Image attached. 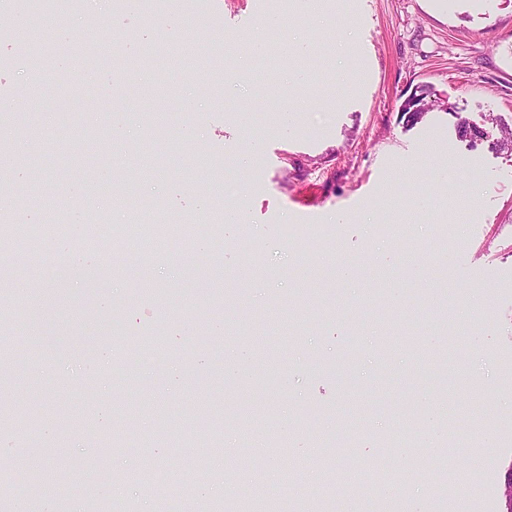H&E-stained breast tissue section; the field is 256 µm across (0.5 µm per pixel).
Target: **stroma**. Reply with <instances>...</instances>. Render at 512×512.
Listing matches in <instances>:
<instances>
[{
  "mask_svg": "<svg viewBox=\"0 0 512 512\" xmlns=\"http://www.w3.org/2000/svg\"><path fill=\"white\" fill-rule=\"evenodd\" d=\"M162 7L71 0L49 43L17 39L0 12V100L25 86V56L53 77L38 108L0 119V215L38 230L85 200L107 238L157 210L194 231L144 255L79 253L70 226L0 263V340L26 358L22 375L0 370V484L28 485L45 512H167L146 471L174 496L192 486L195 512H241L257 487L276 512H378L356 479L376 464L410 477L391 512H504L512 153L497 138L512 126V0H177L158 32ZM229 35L265 47L245 74ZM419 85L434 105L411 125L399 107ZM462 117L486 137H460ZM131 156L153 174L126 171ZM106 173L136 186L140 211L100 195ZM461 186L449 216L439 202ZM232 204L260 241L225 223ZM401 212L406 248L382 232ZM75 255L104 285L53 299L44 285ZM51 335L133 361L97 377ZM409 422L429 447L379 445ZM105 429L117 447L103 458ZM450 450L452 475L413 467Z\"/></svg>",
  "mask_w": 512,
  "mask_h": 512,
  "instance_id": "35a3bbf8",
  "label": "stroma"
}]
</instances>
